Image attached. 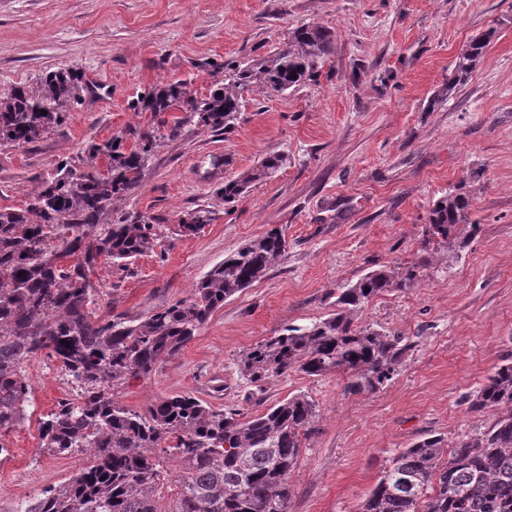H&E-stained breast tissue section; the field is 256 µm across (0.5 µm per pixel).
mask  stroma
<instances>
[{
  "mask_svg": "<svg viewBox=\"0 0 512 512\" xmlns=\"http://www.w3.org/2000/svg\"><path fill=\"white\" fill-rule=\"evenodd\" d=\"M308 22L334 34L316 80L246 95L229 132L184 127L126 203L167 229L199 206H214L216 220L167 233L128 267L99 266L95 281L101 310L142 318L188 297L226 254L285 229L284 262L225 301L150 377L128 379L118 399L139 411L188 394L250 417L307 395L319 417L289 476L288 512H357L399 451L430 435L451 447L495 420L466 397L512 359V0H0V84L74 66L95 87L47 138L0 148V206H21L33 180L87 142L152 129L150 113L129 108L151 85L186 81L207 93L214 65L269 56ZM486 32L493 38L467 83L428 110L458 53ZM271 152L286 160L269 179L234 204L217 199L225 180ZM456 190L477 226L464 247L355 317L411 343L390 381L350 395L336 373L291 370L260 389L246 380L239 359L262 339L335 313L339 288L366 273L415 261L430 208ZM25 375L29 417L5 437L0 512L80 466L79 455L44 453L39 432L75 384L43 356Z\"/></svg>",
  "mask_w": 512,
  "mask_h": 512,
  "instance_id": "stroma-1",
  "label": "stroma"
}]
</instances>
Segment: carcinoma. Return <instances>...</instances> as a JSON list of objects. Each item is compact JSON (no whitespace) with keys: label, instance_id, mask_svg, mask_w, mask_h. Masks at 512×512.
Returning a JSON list of instances; mask_svg holds the SVG:
<instances>
[{"label":"carcinoma","instance_id":"1","mask_svg":"<svg viewBox=\"0 0 512 512\" xmlns=\"http://www.w3.org/2000/svg\"><path fill=\"white\" fill-rule=\"evenodd\" d=\"M490 35L472 40L455 59L453 77L429 106L468 81ZM332 31L303 24L285 47L260 61L217 66L219 78L197 96L183 82L154 84L130 109L150 112L160 127L87 144L77 158L57 162L25 193V206H0V439L26 418L30 385L23 366L45 355L79 387L40 422L50 454L80 452L89 461L70 480L46 489L22 512H288L291 471L318 416L305 394L245 418L215 410L185 394L164 397L142 411L122 405L126 380L151 375L192 340L224 301L261 280L286 257L288 241L274 227L224 256L190 296L141 319L95 311L91 280L101 264L129 265L155 251L162 234L154 218L122 209L138 190L164 141L186 125L224 132L241 117L242 93L294 90L316 79L333 51ZM90 84L78 67L50 72L33 83L0 86V147L22 148L52 133L83 105ZM183 112L167 124L163 115ZM285 157L269 153L224 182L217 199L233 203L277 171ZM469 198L438 199L424 230L427 256L365 274L341 288L339 311L307 327H290L240 359L250 382L262 386L296 369L308 376H346L350 394L390 381L412 345L385 329L355 324L373 298L411 288L434 263L435 251L468 223ZM216 220L210 206L185 214L171 233L186 236ZM68 344L61 343V340ZM470 410H498L484 431L458 442L441 461L444 439L426 437L395 455L358 512H512V360L495 367L470 396ZM174 460L179 471L171 473ZM177 485L169 500L164 485Z\"/></svg>","mask_w":512,"mask_h":512}]
</instances>
